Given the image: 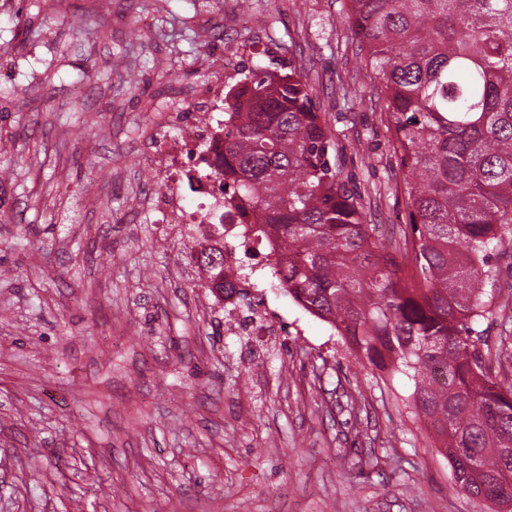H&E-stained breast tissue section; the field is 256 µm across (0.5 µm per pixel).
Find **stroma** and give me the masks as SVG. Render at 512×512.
Wrapping results in <instances>:
<instances>
[{
  "label": "stroma",
  "mask_w": 512,
  "mask_h": 512,
  "mask_svg": "<svg viewBox=\"0 0 512 512\" xmlns=\"http://www.w3.org/2000/svg\"><path fill=\"white\" fill-rule=\"evenodd\" d=\"M55 3L0 0V512H504L458 491L411 381L284 289L249 293L276 334L225 330L191 240L145 204L157 97L293 67L414 275L347 0ZM491 264L478 329L510 354L512 235Z\"/></svg>",
  "instance_id": "1"
}]
</instances>
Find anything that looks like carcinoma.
<instances>
[{"label": "carcinoma", "instance_id": "obj_1", "mask_svg": "<svg viewBox=\"0 0 512 512\" xmlns=\"http://www.w3.org/2000/svg\"><path fill=\"white\" fill-rule=\"evenodd\" d=\"M386 112L422 286L365 224L330 162L335 143L301 73L250 71L224 90V195L252 243L282 252L273 273L357 359L386 358L451 462L459 491L512 504V384L492 381L474 326L493 294L491 259L512 227V0H349ZM195 263L224 280V249Z\"/></svg>", "mask_w": 512, "mask_h": 512}]
</instances>
